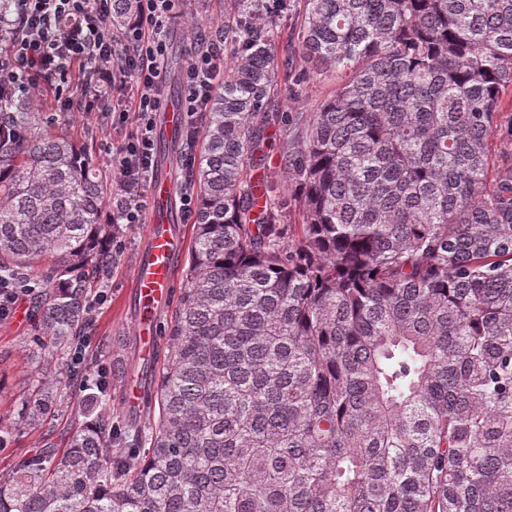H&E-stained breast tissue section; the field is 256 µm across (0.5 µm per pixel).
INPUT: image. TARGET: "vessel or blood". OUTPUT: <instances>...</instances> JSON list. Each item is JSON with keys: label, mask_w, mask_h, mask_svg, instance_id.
<instances>
[{"label": "vessel or blood", "mask_w": 512, "mask_h": 512, "mask_svg": "<svg viewBox=\"0 0 512 512\" xmlns=\"http://www.w3.org/2000/svg\"><path fill=\"white\" fill-rule=\"evenodd\" d=\"M148 244L136 271L138 298L143 307L139 328L141 335L151 336L155 315L166 305L173 285L175 263L181 247L172 237L150 230Z\"/></svg>", "instance_id": "vessel-or-blood-1"}]
</instances>
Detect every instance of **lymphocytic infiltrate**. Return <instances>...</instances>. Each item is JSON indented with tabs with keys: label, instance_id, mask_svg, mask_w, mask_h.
<instances>
[{
	"label": "lymphocytic infiltrate",
	"instance_id": "f902f5d3",
	"mask_svg": "<svg viewBox=\"0 0 512 512\" xmlns=\"http://www.w3.org/2000/svg\"><path fill=\"white\" fill-rule=\"evenodd\" d=\"M188 0H136L131 21L112 25V0H13V17L0 21V92L29 96L53 90L62 112L111 115L124 137L112 152L118 171L112 221L139 224L142 191L153 167L154 116L164 97L166 37ZM224 37L196 40L183 74L182 167L195 164L194 146L213 89L224 76Z\"/></svg>",
	"mask_w": 512,
	"mask_h": 512
}]
</instances>
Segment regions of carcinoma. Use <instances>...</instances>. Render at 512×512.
<instances>
[{
    "label": "carcinoma",
    "mask_w": 512,
    "mask_h": 512,
    "mask_svg": "<svg viewBox=\"0 0 512 512\" xmlns=\"http://www.w3.org/2000/svg\"><path fill=\"white\" fill-rule=\"evenodd\" d=\"M283 10L224 0L184 288L142 369L157 417L94 381L65 447L0 476V512H512V0H303L301 56L344 79L287 151L297 224L258 158ZM52 111L0 97V283L39 299L42 375L0 446L57 411L120 233Z\"/></svg>",
    "instance_id": "carcinoma-1"
}]
</instances>
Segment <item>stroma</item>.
<instances>
[{"instance_id": "1", "label": "stroma", "mask_w": 512, "mask_h": 512, "mask_svg": "<svg viewBox=\"0 0 512 512\" xmlns=\"http://www.w3.org/2000/svg\"><path fill=\"white\" fill-rule=\"evenodd\" d=\"M206 0H199L194 14L184 15L171 27V45L166 63L164 86V109L156 116L155 150L153 159L158 177L172 183L181 181V162L184 150L183 139L177 138L167 121L169 112L180 105V79L185 59L190 49L189 34L196 21L206 13ZM302 27L297 0H291L278 21L277 51L294 59L293 69L283 84L279 103L285 104L288 114L316 111L334 95L341 81L335 72H317L312 64L299 58L297 46ZM57 130L73 139L90 144L95 160L108 178H115L117 171L112 166V154L106 144L110 140L106 120L97 112H60L56 115ZM147 227L135 224L125 227V247L113 256L111 263L97 275L94 290H106V302L96 308L94 320L88 329L92 338L86 359L88 372H101L112 376L115 362L112 357H101L98 351L102 344H110L120 350L127 337L137 335L139 305L136 296L134 273L145 246ZM34 306L32 297H25L13 315L0 319V416L14 417L16 402L32 391L37 383V356L22 346V340L30 330Z\"/></svg>"}]
</instances>
